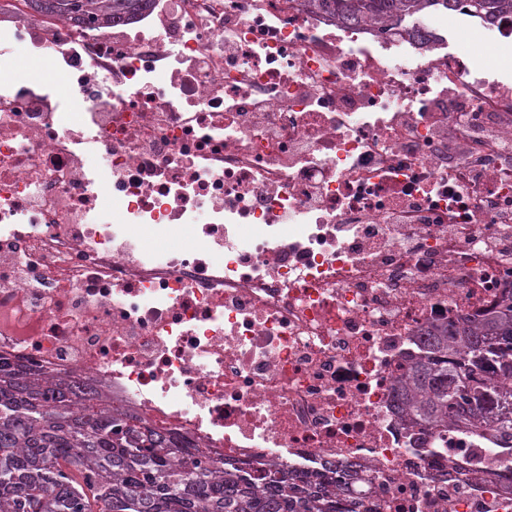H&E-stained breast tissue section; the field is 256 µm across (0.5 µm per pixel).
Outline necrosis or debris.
Wrapping results in <instances>:
<instances>
[{"mask_svg":"<svg viewBox=\"0 0 512 512\" xmlns=\"http://www.w3.org/2000/svg\"><path fill=\"white\" fill-rule=\"evenodd\" d=\"M0 20L1 354L335 484L338 512H512L497 438L397 399L427 332L512 295V227L454 179L512 202V84L462 35L511 48V20L381 36L304 0H166L96 29L0 0ZM20 46L61 67L71 111L13 78ZM174 224L186 246L159 247ZM458 182L464 185H479L481 187L480 194L482 201L494 211L498 224H510L512 226V203L501 202L498 199L496 186L493 182L480 181L479 172L469 169L460 170L457 173Z\"/></svg>","mask_w":512,"mask_h":512,"instance_id":"obj_1","label":"necrosis or debris"}]
</instances>
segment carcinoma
Listing matches in <instances>:
<instances>
[{
	"label": "carcinoma",
	"mask_w": 512,
	"mask_h": 512,
	"mask_svg": "<svg viewBox=\"0 0 512 512\" xmlns=\"http://www.w3.org/2000/svg\"><path fill=\"white\" fill-rule=\"evenodd\" d=\"M154 0H26L80 27L142 17ZM345 25L414 23L459 0H305ZM475 18H512V0H468ZM430 353L401 380L414 418L493 429L512 442V298L428 334ZM0 512H337L336 486L311 485L274 462L224 458L147 418L112 407L100 389L0 355Z\"/></svg>",
	"instance_id": "cac0c4a2"
}]
</instances>
